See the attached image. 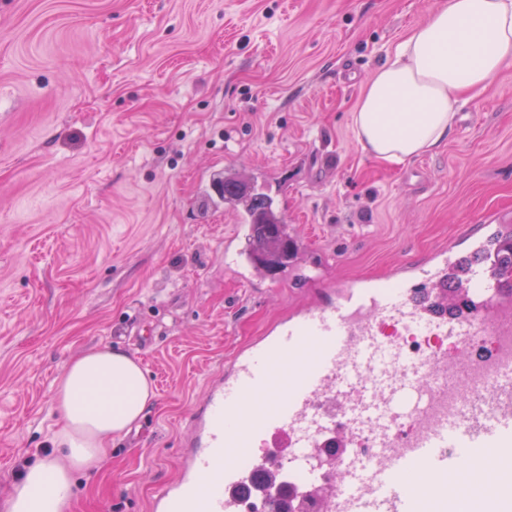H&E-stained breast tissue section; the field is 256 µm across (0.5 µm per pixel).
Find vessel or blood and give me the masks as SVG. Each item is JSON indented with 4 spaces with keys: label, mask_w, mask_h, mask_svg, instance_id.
Returning a JSON list of instances; mask_svg holds the SVG:
<instances>
[{
    "label": "vessel or blood",
    "mask_w": 512,
    "mask_h": 512,
    "mask_svg": "<svg viewBox=\"0 0 512 512\" xmlns=\"http://www.w3.org/2000/svg\"><path fill=\"white\" fill-rule=\"evenodd\" d=\"M447 262L402 263L385 281L352 283L310 303L237 350L209 379L192 413L176 478L150 512H512V299L485 286L456 315L427 290ZM449 338L453 349L415 357L388 327ZM497 330L500 342L481 339ZM495 385L457 401L476 367ZM375 451L358 454L364 435Z\"/></svg>",
    "instance_id": "vessel-or-blood-1"
}]
</instances>
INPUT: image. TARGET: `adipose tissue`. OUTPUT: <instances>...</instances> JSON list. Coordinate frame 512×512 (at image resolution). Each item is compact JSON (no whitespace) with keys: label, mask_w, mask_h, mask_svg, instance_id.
<instances>
[{"label":"adipose tissue","mask_w":512,"mask_h":512,"mask_svg":"<svg viewBox=\"0 0 512 512\" xmlns=\"http://www.w3.org/2000/svg\"><path fill=\"white\" fill-rule=\"evenodd\" d=\"M512 62V0H443L411 28L373 74L353 112L370 156L400 164L437 147L461 98L483 90ZM154 390L125 351L102 346L71 360L55 384L59 458L27 467L6 512H65L74 473L103 460L134 427Z\"/></svg>","instance_id":"ef3b65f1"}]
</instances>
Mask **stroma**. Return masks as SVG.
<instances>
[{
	"label": "stroma",
	"mask_w": 512,
	"mask_h": 512,
	"mask_svg": "<svg viewBox=\"0 0 512 512\" xmlns=\"http://www.w3.org/2000/svg\"><path fill=\"white\" fill-rule=\"evenodd\" d=\"M442 0H0V505L56 458L54 383L109 345L155 398L67 512H149L226 357L305 304L512 222V65L401 164L357 144L374 71ZM249 173L302 248L248 283L217 181Z\"/></svg>",
	"instance_id": "1"
}]
</instances>
